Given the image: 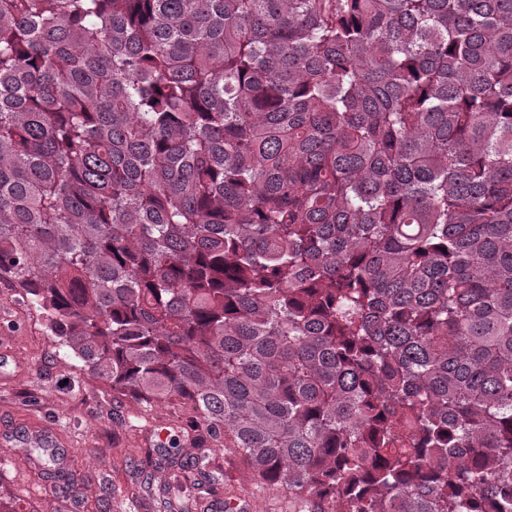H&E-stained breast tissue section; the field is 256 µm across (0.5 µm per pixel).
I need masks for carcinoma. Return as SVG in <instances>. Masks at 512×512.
<instances>
[{"mask_svg":"<svg viewBox=\"0 0 512 512\" xmlns=\"http://www.w3.org/2000/svg\"><path fill=\"white\" fill-rule=\"evenodd\" d=\"M0 285L295 512H512V0H0Z\"/></svg>","mask_w":512,"mask_h":512,"instance_id":"carcinoma-1","label":"carcinoma"}]
</instances>
